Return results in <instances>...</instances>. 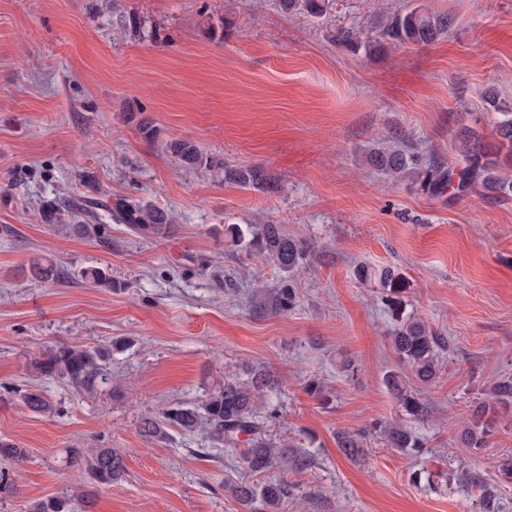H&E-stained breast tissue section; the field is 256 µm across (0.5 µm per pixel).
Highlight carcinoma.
Here are the masks:
<instances>
[{
	"mask_svg": "<svg viewBox=\"0 0 512 512\" xmlns=\"http://www.w3.org/2000/svg\"><path fill=\"white\" fill-rule=\"evenodd\" d=\"M325 0H280L282 9L292 12L304 6L313 18L324 13ZM453 18L446 13L415 8L405 14L395 15L381 30L382 41L371 44L362 41L361 33L353 28L336 29L333 41L354 51L365 49L376 52L384 45L408 44L429 45L448 32ZM485 102L497 111L499 118L495 132L501 138L500 145L491 149L479 131L466 126L459 132L461 169L445 163L422 148V145L406 131L392 134L394 145L374 148L369 153V163L390 178L411 180L433 196L447 191H468L477 187L492 195L512 196V111L501 108L494 89L485 91ZM136 122L139 134L148 141L160 138V129L147 119ZM165 148L180 164L189 169L206 168L224 174V180L243 188L263 191L278 189L261 167L229 168L224 161L203 154L191 140H170ZM507 153H502V150ZM116 224H124L138 237L153 240L170 232L172 215L165 209L144 205L133 198H120L109 209ZM250 238L246 243L247 253L259 260L275 265L284 277L276 288L265 290L260 296V306L275 314L286 313L297 303V294L292 277L299 270L306 252L301 241L288 237L277 224H257L249 228ZM360 277L376 280L380 286L392 283L393 272L367 268L359 272ZM391 345L401 363L408 367L421 387L432 386L439 378L438 354L447 350L448 337L439 334L422 320L410 318L401 323L391 336ZM112 350L104 347L78 343H61L53 346L40 358L32 362V371L39 377H57L77 391L91 392L106 382L105 366ZM388 392L402 406L407 419L413 422L424 419L429 413L428 402L419 390L411 387L399 369L388 371L383 377ZM273 387V378L263 370L256 369L250 381L242 383L235 378L224 377L222 387L206 395L199 404L188 407L170 406L163 411V422L188 432L199 428L207 431L219 447L244 446L243 465L254 477L266 474L279 464L288 462L286 446L268 438L254 415L255 401L265 389ZM26 407L41 414H53L55 408L43 397L40 390L21 395ZM512 403V378H499L492 382L486 395L472 409L469 419L462 426L459 441L465 448L480 450L486 447L492 434L497 405ZM381 435L387 447L408 455H423L427 452V439L417 434L405 422L376 420L366 430L345 432L337 436V446L351 458L364 454L365 437ZM28 458V451L9 440L0 439V498L13 493V483L8 471L1 465H20ZM90 483L110 485L112 479L124 471L121 456L110 448H98L84 460ZM457 482L461 487L476 485L482 492L485 512H501L499 494L484 484L466 468L461 470ZM234 496L249 509V512H287L288 503L294 498V487L284 480H264L258 484L246 483L232 486ZM69 503L58 498L41 500L34 504L31 512H69Z\"/></svg>",
	"mask_w": 512,
	"mask_h": 512,
	"instance_id": "obj_1",
	"label": "carcinoma"
}]
</instances>
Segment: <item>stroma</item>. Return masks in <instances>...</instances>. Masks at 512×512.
<instances>
[{
	"instance_id": "stroma-1",
	"label": "stroma",
	"mask_w": 512,
	"mask_h": 512,
	"mask_svg": "<svg viewBox=\"0 0 512 512\" xmlns=\"http://www.w3.org/2000/svg\"><path fill=\"white\" fill-rule=\"evenodd\" d=\"M108 2L0 0V438L29 452L0 512L48 498L72 499L74 512H243L229 489L240 451L202 430L155 438L140 425L257 368L275 380L257 418L288 447L289 464L271 472L295 487L288 512H483L479 489L447 480L463 464L512 501L497 479L512 405L487 448L456 439L483 388L512 377V197L432 196L365 160L398 126L452 164L462 126L497 142L484 93L496 87L512 110V0H326L319 20L279 0H119L118 15ZM416 6L450 14L447 37L373 55L331 41L339 27L377 37ZM123 14L139 33L120 32ZM131 112L163 139L262 167L279 191L183 168ZM123 197L170 210V233L147 241L111 221ZM73 199L99 202L98 234L75 232L87 218ZM231 224H277L303 242L288 314L257 308L280 272L246 255ZM47 266L52 277L36 275ZM363 267L393 269L394 289L359 280ZM86 268L109 285L87 286ZM408 315L450 344L415 426L429 450L407 456L374 435L348 459L337 434L401 417L382 376ZM61 342L113 346L108 384L89 394L35 377L33 359ZM312 377L329 403L306 393ZM31 386L55 414L23 405ZM95 448L118 451L125 471L87 506L74 499L87 482L73 457Z\"/></svg>"
}]
</instances>
